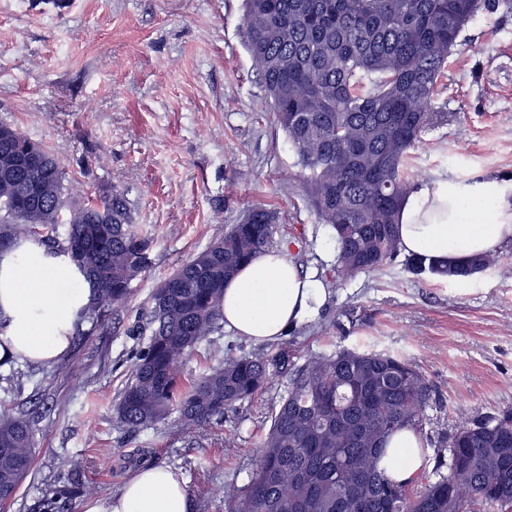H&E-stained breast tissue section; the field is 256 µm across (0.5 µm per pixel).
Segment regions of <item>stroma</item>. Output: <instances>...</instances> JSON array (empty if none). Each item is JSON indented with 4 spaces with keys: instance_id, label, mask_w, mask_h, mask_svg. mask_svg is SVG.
Here are the masks:
<instances>
[{
    "instance_id": "35a3bbf8",
    "label": "stroma",
    "mask_w": 512,
    "mask_h": 512,
    "mask_svg": "<svg viewBox=\"0 0 512 512\" xmlns=\"http://www.w3.org/2000/svg\"><path fill=\"white\" fill-rule=\"evenodd\" d=\"M242 0H0V122L44 143L64 165L73 197L101 184L126 191L152 263L104 325L81 323L58 362L0 363V413L35 432L30 475L5 512H35L45 490L81 467L91 496L117 495L140 464L182 475L191 512H224V493L255 467L287 380L273 374L252 399L185 438L177 416L128 430L114 405L142 337L132 335L156 286L238 223L279 209L274 235L321 280L319 314L265 346L295 364L339 348L406 358L433 402L420 433L429 468L448 469L442 435L512 408V278L489 269L467 281L382 270L336 279V242L316 215L297 158L267 110L244 42ZM438 98L445 123L413 152V188L441 180L512 185V10L482 11L462 33ZM224 353L257 351L228 331L178 367L198 379ZM236 435L225 448V432Z\"/></svg>"
}]
</instances>
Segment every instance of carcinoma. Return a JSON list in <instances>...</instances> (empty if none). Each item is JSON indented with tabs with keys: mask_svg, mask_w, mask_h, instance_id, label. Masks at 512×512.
<instances>
[{
	"mask_svg": "<svg viewBox=\"0 0 512 512\" xmlns=\"http://www.w3.org/2000/svg\"><path fill=\"white\" fill-rule=\"evenodd\" d=\"M512 0H244L246 49L276 127L305 173V188L336 241V277L382 269L398 255L408 165L422 134L444 120L434 102L462 32L483 10ZM280 211L249 210L162 280L150 297L146 337L116 413L130 429L177 412L185 435L256 394L269 368L288 377L246 486L225 494L228 512H509L512 412L488 413L448 437V474L425 470L395 483L380 468L391 436L417 431L432 386L412 362L338 349L300 366L288 350L231 355L180 391L177 360L220 330L224 283L273 242ZM0 240L32 241L67 255L91 288L92 325L125 302L151 263L127 193L101 185L75 199L41 142L0 124ZM496 256L445 268L406 260L412 274L466 279ZM23 416H0V504L11 502L34 457ZM86 493L78 468L45 493L38 512H60Z\"/></svg>",
	"mask_w": 512,
	"mask_h": 512,
	"instance_id": "1",
	"label": "carcinoma"
}]
</instances>
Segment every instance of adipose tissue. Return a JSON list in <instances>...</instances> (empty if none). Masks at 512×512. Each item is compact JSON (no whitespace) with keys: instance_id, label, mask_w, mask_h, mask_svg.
Wrapping results in <instances>:
<instances>
[{"instance_id":"ef3b65f1","label":"adipose tissue","mask_w":512,"mask_h":512,"mask_svg":"<svg viewBox=\"0 0 512 512\" xmlns=\"http://www.w3.org/2000/svg\"><path fill=\"white\" fill-rule=\"evenodd\" d=\"M399 249L455 267L512 243V187L496 180H444L412 190L398 224ZM90 290L66 256L47 257L28 242L0 256V358L49 364L68 350ZM326 301L322 283L301 274L287 246L269 249L224 286V326L253 342L277 340L315 317ZM383 464L405 482L422 466L413 432L392 438ZM81 512H190L184 480L164 466L139 469L119 494L88 498Z\"/></svg>"}]
</instances>
